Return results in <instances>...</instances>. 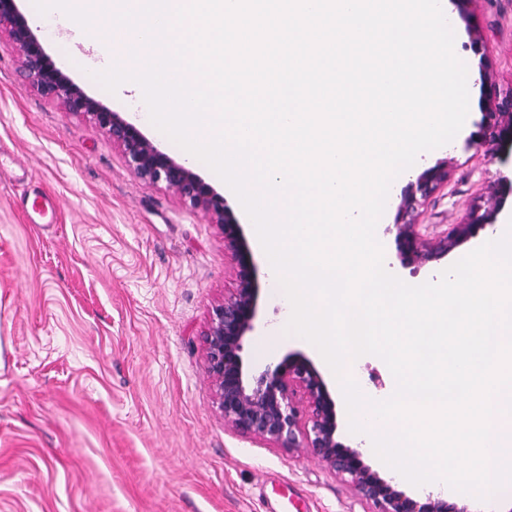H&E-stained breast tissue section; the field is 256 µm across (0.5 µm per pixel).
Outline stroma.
<instances>
[{"label": "stroma", "instance_id": "stroma-1", "mask_svg": "<svg viewBox=\"0 0 512 512\" xmlns=\"http://www.w3.org/2000/svg\"><path fill=\"white\" fill-rule=\"evenodd\" d=\"M484 39L470 47L456 10L448 22L472 72L488 58L512 87V0H474ZM34 31L54 64L86 95L121 113L159 149L182 148L156 129L145 103L92 74L101 62L74 32ZM80 55L83 68L69 65ZM0 30V512H375L346 478L307 448L288 450L225 425L206 375L201 333L212 305L235 286L234 259L213 218L164 184L137 177L92 119L39 94ZM445 161L448 183L422 208L419 230L490 206L498 159L464 136L420 155L414 173ZM55 198L50 223L30 202ZM385 269L418 285L453 265L403 267L393 237ZM257 328L248 368L308 348L273 330L285 319L266 260L253 252ZM355 374L368 397L387 399L393 376L371 355Z\"/></svg>", "mask_w": 512, "mask_h": 512}]
</instances>
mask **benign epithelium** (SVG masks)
<instances>
[{
	"instance_id": "obj_1",
	"label": "benign epithelium",
	"mask_w": 512,
	"mask_h": 512,
	"mask_svg": "<svg viewBox=\"0 0 512 512\" xmlns=\"http://www.w3.org/2000/svg\"><path fill=\"white\" fill-rule=\"evenodd\" d=\"M21 55V74L42 96L56 99L65 109L85 114L112 137L126 164L142 180L163 183L195 208L209 213L224 238V248L235 261L236 288L216 302L202 331L205 370L214 391L216 407L234 431L281 448H310L334 472L349 477L362 498L378 512H467L466 506L442 496L410 497L381 479L362 460V454L336 440V411L328 387L314 364L290 353L255 372L245 368L244 340L255 330L258 285L241 224L227 207L224 196L180 163L158 149L132 123L88 97L46 55L16 0H0V26ZM481 99L486 104L478 130L466 147L503 157L512 146V89L502 90L486 71H480ZM448 171L438 163L410 181L397 207L395 224L384 233L394 234L398 258L404 266L438 261L456 248L477 239L479 232L512 218V175L498 171L494 203L488 210L473 206L465 219L449 224L437 236L423 239L416 231L418 207L445 182Z\"/></svg>"
}]
</instances>
